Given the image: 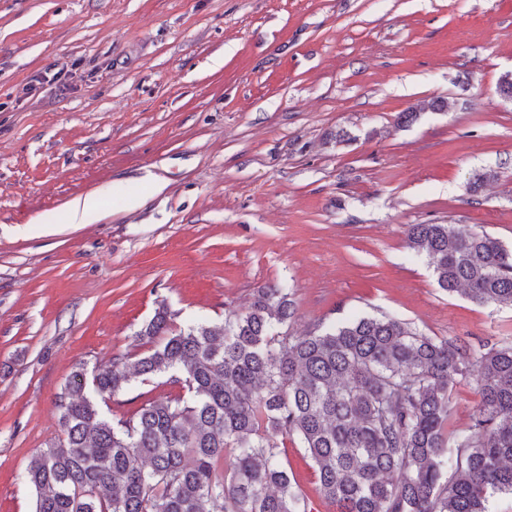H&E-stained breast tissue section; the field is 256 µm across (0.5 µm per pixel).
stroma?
<instances>
[{
  "label": "stroma",
  "instance_id": "obj_1",
  "mask_svg": "<svg viewBox=\"0 0 512 512\" xmlns=\"http://www.w3.org/2000/svg\"><path fill=\"white\" fill-rule=\"evenodd\" d=\"M510 71L512 0H0V512H35L59 394L147 353L159 303L185 327L281 284L296 334L364 314L512 336V308L443 291L406 246L411 224L512 246ZM90 194L99 214L69 223ZM179 393L162 375L101 411ZM281 458L337 512L297 441Z\"/></svg>",
  "mask_w": 512,
  "mask_h": 512
}]
</instances>
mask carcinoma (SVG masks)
Returning a JSON list of instances; mask_svg holds the SVG:
<instances>
[{"label": "carcinoma", "instance_id": "1", "mask_svg": "<svg viewBox=\"0 0 512 512\" xmlns=\"http://www.w3.org/2000/svg\"><path fill=\"white\" fill-rule=\"evenodd\" d=\"M438 286L512 307V250L486 231L410 224ZM294 292L256 290L244 313L179 328L160 304L148 353L75 372L57 408L65 439L25 479L35 512H308L280 456L299 442L338 512H487L512 494V336L489 349L357 316L300 335ZM169 375L180 396L111 421L99 403ZM473 379L468 432L448 430L451 387Z\"/></svg>", "mask_w": 512, "mask_h": 512}]
</instances>
